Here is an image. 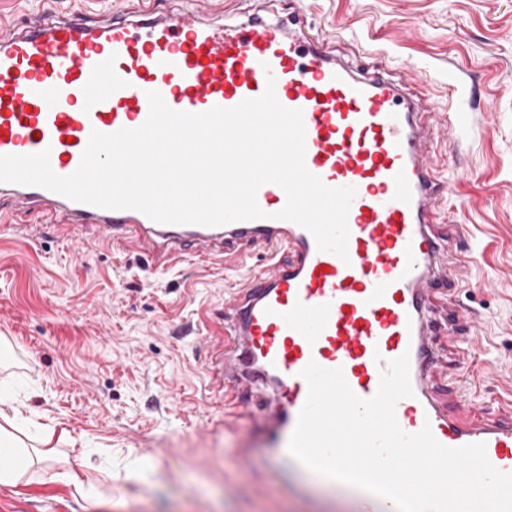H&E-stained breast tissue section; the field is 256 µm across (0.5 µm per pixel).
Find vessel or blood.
Here are the masks:
<instances>
[{"label":"vessel or blood","mask_w":512,"mask_h":512,"mask_svg":"<svg viewBox=\"0 0 512 512\" xmlns=\"http://www.w3.org/2000/svg\"><path fill=\"white\" fill-rule=\"evenodd\" d=\"M207 0L181 9H135L109 20L81 8L23 25L0 18V155L49 151L56 174L73 173L92 131L135 129L147 119L148 92L172 109L201 113L260 96L303 112L305 165L330 187L352 186L348 257L319 251L313 235L277 218L278 185L257 193L266 216L223 226L158 223L143 213L72 201L38 186L0 183L16 209L41 204L62 236L94 226L104 242L153 253L175 265L188 254L211 260L260 247L263 272L236 288L215 321L207 368L219 392L253 391L273 380L270 441L290 439L308 387L309 362L342 369L352 391L372 397L386 361L408 355L411 397L395 409L399 426H430L449 448L484 443L489 462L512 473V416L479 411L476 394L449 377L452 401L433 388L441 361L437 304L469 270L470 245L458 224L436 221L448 195L428 136L404 107L386 72L364 73L326 51L328 32L308 35L300 13L246 24L213 17ZM456 249L455 276L442 273L444 243Z\"/></svg>","instance_id":"b4317fda"}]
</instances>
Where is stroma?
I'll use <instances>...</instances> for the list:
<instances>
[{
  "mask_svg": "<svg viewBox=\"0 0 512 512\" xmlns=\"http://www.w3.org/2000/svg\"><path fill=\"white\" fill-rule=\"evenodd\" d=\"M300 12L307 30L337 31L328 52L358 68L385 67L426 116L435 161L452 186L443 221L462 226L473 264L457 300L478 320L474 356L448 348L435 315L442 372L479 382L483 401L512 406V0H221L228 20ZM458 123L449 126V113ZM93 230L37 240L0 231V389L55 454L41 478L0 485V512H355L362 489L270 469L285 457L256 405L223 425L208 389L199 314L224 301L259 254L194 257L173 270L150 254L97 244ZM183 403L175 407L172 395ZM102 493L76 501L59 472Z\"/></svg>",
  "mask_w": 512,
  "mask_h": 512,
  "instance_id": "obj_1",
  "label": "stroma"
}]
</instances>
